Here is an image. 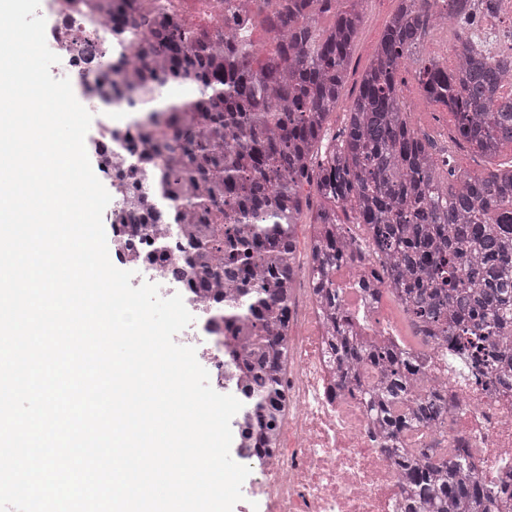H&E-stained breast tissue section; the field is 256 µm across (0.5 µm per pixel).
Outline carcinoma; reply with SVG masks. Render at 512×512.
Returning <instances> with one entry per match:
<instances>
[{
	"label": "carcinoma",
	"instance_id": "1",
	"mask_svg": "<svg viewBox=\"0 0 512 512\" xmlns=\"http://www.w3.org/2000/svg\"><path fill=\"white\" fill-rule=\"evenodd\" d=\"M465 0H399L376 55L331 131L368 0H258L242 29L216 0L189 11L172 0H93L123 47L104 61L89 92L125 101L140 143L161 159L152 178L158 206L120 210L113 224L162 255L156 227L181 233L185 260L171 279L224 302V357L245 370L243 447L259 456L278 442L288 364V322L302 217L322 225L313 288L330 319L329 345L340 382L356 385L368 365L379 372L366 402L381 445L410 496L407 512H498L512 490L485 483L467 458L448 459L441 436L430 448H403L417 427L437 432L448 399L421 386L417 368L394 349L353 335L336 264L361 259L339 237L343 224H367L401 290L414 326L437 345L465 350L512 389V162L486 174L462 171L452 156L410 126L398 75L435 31L462 17ZM458 69L432 58L415 80L449 109L456 142L493 158L512 145V98L498 96L512 60L457 43ZM188 84L185 101L165 100ZM127 165L117 191L140 189Z\"/></svg>",
	"mask_w": 512,
	"mask_h": 512
}]
</instances>
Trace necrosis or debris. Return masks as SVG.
Here are the masks:
<instances>
[{"label": "necrosis or debris", "instance_id": "necrosis-or-debris-1", "mask_svg": "<svg viewBox=\"0 0 512 512\" xmlns=\"http://www.w3.org/2000/svg\"><path fill=\"white\" fill-rule=\"evenodd\" d=\"M495 15H487L486 0H469L471 24L464 37L480 42L490 56L512 55V0H498ZM80 25L74 13L62 14L50 32L57 52L72 70L97 74L99 49L78 48L72 33ZM297 254V280L288 328L290 359L284 376V414L279 424L280 444L269 456L239 455L251 478L243 491L258 495L264 512H403L405 488L397 469L384 454L365 393L376 381L367 373L360 385H341L328 347V329L311 283L313 245L318 227H303ZM117 254L131 265H144L162 296L182 294L193 322L175 341L192 346L217 392L239 386L235 371L224 363V329L212 325V307L172 281L169 267L184 260L183 241L167 233L164 255L142 263L127 250L123 234L113 236ZM375 299L361 289L346 288L345 306L356 331L367 340H380L405 357L422 362L424 380L448 398V423L443 428L448 449L475 463L482 479L491 484L512 483V390L495 386L477 375L465 352L427 347L422 335L389 321L387 310L400 300L389 282L378 285Z\"/></svg>", "mask_w": 512, "mask_h": 512}]
</instances>
